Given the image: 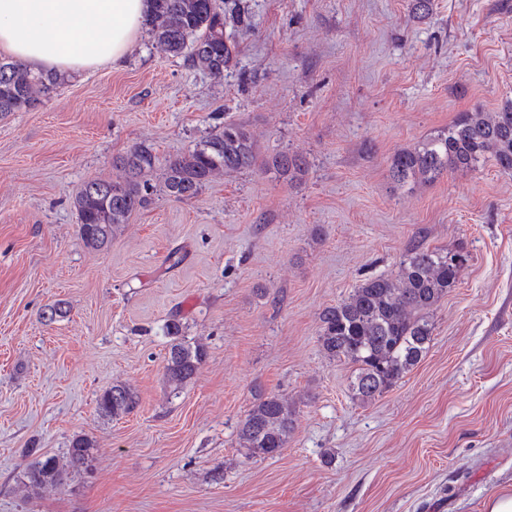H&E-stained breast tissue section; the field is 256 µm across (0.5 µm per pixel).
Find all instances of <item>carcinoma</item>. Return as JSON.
<instances>
[{
	"mask_svg": "<svg viewBox=\"0 0 512 512\" xmlns=\"http://www.w3.org/2000/svg\"><path fill=\"white\" fill-rule=\"evenodd\" d=\"M145 28L152 46L161 54L183 57L192 67L218 82L237 57L239 38L250 30L248 0H148ZM64 77L36 72L11 57L0 56V113L29 110L56 93ZM490 160L504 174H512V97L493 110L463 112L447 127L421 143L396 151L390 172L398 189L431 184L448 172H470ZM159 159L145 146H134L120 163L122 180L96 178L83 184L73 200L84 246L101 251L130 216L148 201L146 180ZM256 163L255 144L246 126L226 122L187 152L165 160L162 188L170 197H196L221 172L249 169ZM266 169L300 181L306 161L283 151L265 163ZM471 256L463 246L454 248L414 242L398 263L397 271L364 279L340 302L320 313V344L330 360L353 367L354 396L366 402L380 396L411 371L429 348L433 324L429 312L454 288ZM169 338L166 377L180 388L204 364V343H189L182 324H165ZM136 394L124 385L105 388L97 399L104 419L131 413ZM295 409L277 395L259 396L239 422L241 444L253 457H272L288 443ZM95 460L92 441L72 439L63 456L43 455L25 471V486L32 494L48 486L62 487L89 473Z\"/></svg>",
	"mask_w": 512,
	"mask_h": 512,
	"instance_id": "obj_1",
	"label": "carcinoma"
}]
</instances>
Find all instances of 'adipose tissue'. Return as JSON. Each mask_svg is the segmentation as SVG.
<instances>
[{"label":"adipose tissue","instance_id":"1","mask_svg":"<svg viewBox=\"0 0 512 512\" xmlns=\"http://www.w3.org/2000/svg\"><path fill=\"white\" fill-rule=\"evenodd\" d=\"M147 0H0V54L62 75L123 61Z\"/></svg>","mask_w":512,"mask_h":512}]
</instances>
